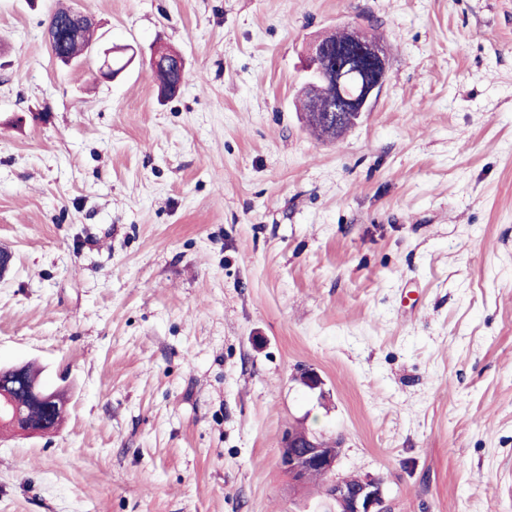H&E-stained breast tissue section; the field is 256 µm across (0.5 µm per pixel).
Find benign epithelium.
<instances>
[{
  "instance_id": "obj_1",
  "label": "benign epithelium",
  "mask_w": 512,
  "mask_h": 512,
  "mask_svg": "<svg viewBox=\"0 0 512 512\" xmlns=\"http://www.w3.org/2000/svg\"><path fill=\"white\" fill-rule=\"evenodd\" d=\"M92 26L91 19L78 12H73L62 24H48L46 36L49 44H54L59 29L64 27L72 35H80ZM349 37V50L355 57H363L373 64L380 74L359 77L360 88L357 94L348 96L343 92L346 79L358 73L352 61L336 64L332 69L324 66V59L329 54L328 46L317 40L309 47L306 56L305 71L312 72L316 79L308 83L309 111H317L320 98L327 96L334 104L336 121H341L346 112H369L371 105L383 91L387 72V60L382 45L370 38L358 26L346 27ZM126 45H115L103 50L96 56L98 76L111 80L114 70L110 58L127 53ZM25 398L40 405L46 418L39 423L27 420L23 415L22 405L11 393V387L0 390V422L9 423L28 435H48L58 426L63 418L64 402L59 398V390H47L41 384L26 389ZM340 449L331 441L319 439L297 429L284 431L278 449V466L288 474L293 484L300 488L306 484L310 472L321 470L331 477L329 498L336 512H387L383 494V482L377 478H364L352 483L344 476L336 474V465Z\"/></svg>"
}]
</instances>
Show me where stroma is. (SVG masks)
Listing matches in <instances>:
<instances>
[{
  "label": "stroma",
  "instance_id": "obj_1",
  "mask_svg": "<svg viewBox=\"0 0 512 512\" xmlns=\"http://www.w3.org/2000/svg\"><path fill=\"white\" fill-rule=\"evenodd\" d=\"M62 5L125 72L53 57ZM347 24L386 83L322 141L306 47ZM0 247V365L67 398L0 433V512H329L291 427L389 512H512V0H0ZM129 46L126 45H115L113 47L104 49L101 55L95 57L97 61V72L98 76L103 79L111 80L116 78L120 73L113 74L116 72L112 70L110 58L126 54L129 50ZM113 74V76H111ZM339 454L333 442L289 428L280 439L277 463L297 488L306 484L308 476L309 480L326 478V472L332 478L328 495L336 512H387L382 480L364 478L352 483L337 475Z\"/></svg>",
  "mask_w": 512,
  "mask_h": 512
}]
</instances>
